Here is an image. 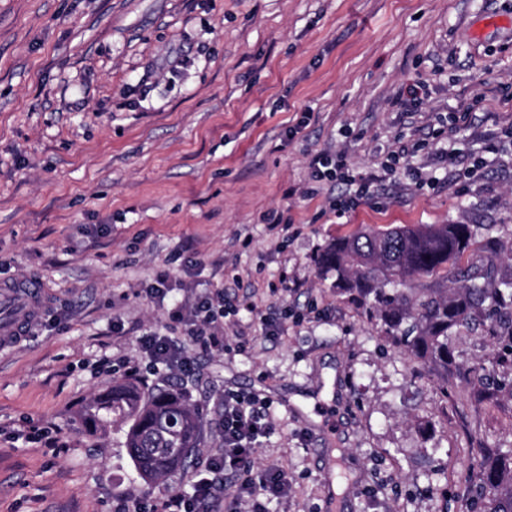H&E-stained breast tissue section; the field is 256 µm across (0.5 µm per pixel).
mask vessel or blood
<instances>
[{
    "instance_id": "b4317fda",
    "label": "vessel or blood",
    "mask_w": 512,
    "mask_h": 512,
    "mask_svg": "<svg viewBox=\"0 0 512 512\" xmlns=\"http://www.w3.org/2000/svg\"><path fill=\"white\" fill-rule=\"evenodd\" d=\"M0 305L9 311L8 317L0 320V349L5 350L30 335L44 305L43 290L34 280L1 282Z\"/></svg>"
}]
</instances>
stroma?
Wrapping results in <instances>:
<instances>
[{
  "mask_svg": "<svg viewBox=\"0 0 512 512\" xmlns=\"http://www.w3.org/2000/svg\"><path fill=\"white\" fill-rule=\"evenodd\" d=\"M512 0H0V281L40 277L51 304L0 351V512H116L154 496L115 421L80 425L92 397L145 367L140 335L168 324L146 291L160 275L195 296L223 289L227 338L185 382L206 405L204 460L220 450L225 390L269 395L259 464L288 470L272 512H469L484 448H512V400L444 394L428 367L336 296L317 257L359 229L468 224L512 243V159L454 179L512 112H474L456 141L430 140L434 185L402 174L337 215V187L309 162L346 154L376 168L410 128L475 84L512 85ZM425 84L414 117L402 92ZM307 120L302 132L289 126ZM304 313L281 338L261 320ZM459 366L495 363L485 327L453 346ZM57 448L25 445L28 426ZM343 456L330 487L323 459Z\"/></svg>",
  "mask_w": 512,
  "mask_h": 512,
  "instance_id": "1",
  "label": "stroma"
}]
</instances>
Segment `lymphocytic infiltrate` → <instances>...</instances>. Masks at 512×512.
Returning a JSON list of instances; mask_svg holds the SVG:
<instances>
[{"mask_svg":"<svg viewBox=\"0 0 512 512\" xmlns=\"http://www.w3.org/2000/svg\"><path fill=\"white\" fill-rule=\"evenodd\" d=\"M424 141L406 142L385 154L377 168L366 174L354 172L344 153H319L310 168L315 181L324 180L342 185L340 195L329 201L332 210L346 212L369 200L375 187L402 169H410L415 182H430L424 168H410V159L420 157ZM227 315L223 289L217 288L194 299L174 301L168 313L169 332L149 330L140 337L142 350L152 363L164 364L186 377L195 372L196 352L223 349L222 320ZM182 329L183 339L173 338L172 330ZM270 398H258L240 392L224 394L222 448L207 463V477L195 480L192 495L168 492L153 502L132 499L123 512H208V506L219 495L231 501L229 512H268L266 504L287 497L291 477L276 464L258 466L255 453L261 438L275 430L270 420Z\"/></svg>","mask_w":512,"mask_h":512,"instance_id":"1","label":"lymphocytic infiltrate"}]
</instances>
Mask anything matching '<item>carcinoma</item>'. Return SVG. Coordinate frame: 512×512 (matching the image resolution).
Segmentation results:
<instances>
[{"label": "carcinoma", "mask_w": 512, "mask_h": 512, "mask_svg": "<svg viewBox=\"0 0 512 512\" xmlns=\"http://www.w3.org/2000/svg\"><path fill=\"white\" fill-rule=\"evenodd\" d=\"M473 245L468 224H435L357 231L329 242L318 256L322 274L336 275V293L380 321L385 338L426 365L444 393L472 377L478 406L512 398V359L486 368L448 371L452 338L484 317H494L493 337L512 352V280L499 281L496 267L505 250L498 241L481 245V264L457 265ZM446 269L451 286L426 283ZM125 424L123 447L146 483L172 487L171 480L204 446L203 408L190 401L178 384L142 389L131 381H114L94 397L81 425L93 431L108 421ZM478 498L482 512H512V448H495L480 472Z\"/></svg>", "instance_id": "obj_1"}]
</instances>
